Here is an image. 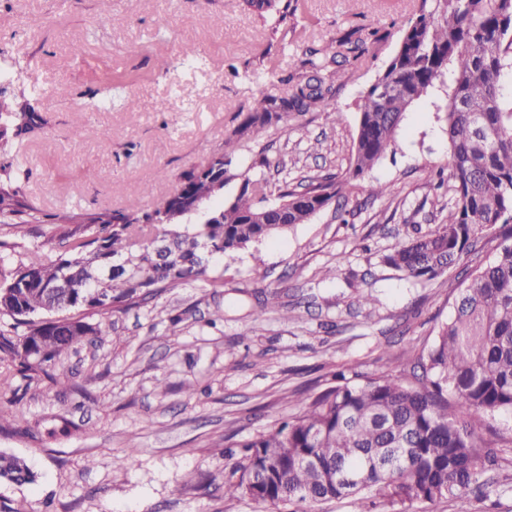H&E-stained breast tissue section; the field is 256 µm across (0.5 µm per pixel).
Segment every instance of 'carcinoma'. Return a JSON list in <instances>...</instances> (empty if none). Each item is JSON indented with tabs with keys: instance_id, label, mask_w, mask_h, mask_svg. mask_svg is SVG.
<instances>
[{
	"instance_id": "1",
	"label": "carcinoma",
	"mask_w": 512,
	"mask_h": 512,
	"mask_svg": "<svg viewBox=\"0 0 512 512\" xmlns=\"http://www.w3.org/2000/svg\"><path fill=\"white\" fill-rule=\"evenodd\" d=\"M306 0H273L241 7L278 33ZM275 58L260 54L258 80L274 71ZM512 70V0H422L389 63L357 105V136L349 177L315 178L309 198L294 203L288 181L246 180L227 206L210 209L224 195L231 161L213 156L187 174L174 192L143 212L131 206L112 213L57 216L58 238L68 248L57 260L33 255L0 272V319L28 326L19 341L0 331V352L22 374H44L56 386L68 372L67 350L106 324L85 315L124 313L164 290L206 278L210 259L244 251L295 224H305L340 192L361 180L393 150L406 112L441 84L447 88L448 159L425 169L431 180L448 172L453 197L437 228L395 246L384 263L415 283L448 276L465 255L490 242L493 256L458 286L454 315L434 342L415 354L411 377L386 370L365 384L342 373L336 386L278 429L237 444L243 456L224 483V495L275 507L294 502L321 505L340 498L377 500L382 506L451 500L470 512L469 490L480 487L486 464L512 444L495 436L485 450L479 431H493L496 417L512 413V105L500 97V81ZM330 89L317 77L288 98H265L245 120L256 139L282 113L320 107L334 119ZM0 140L42 128L29 105L19 109L0 90ZM288 203V223H276ZM202 220L192 228L181 221ZM36 212L19 187L0 182V224H32ZM100 224L103 236L70 225ZM497 231L490 238L488 233ZM167 243L155 253L153 242ZM35 475L20 458L0 453V482L24 485Z\"/></svg>"
}]
</instances>
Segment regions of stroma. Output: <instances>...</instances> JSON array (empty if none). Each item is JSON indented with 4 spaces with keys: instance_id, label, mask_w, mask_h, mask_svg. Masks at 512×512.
<instances>
[{
    "instance_id": "35a3bbf8",
    "label": "stroma",
    "mask_w": 512,
    "mask_h": 512,
    "mask_svg": "<svg viewBox=\"0 0 512 512\" xmlns=\"http://www.w3.org/2000/svg\"><path fill=\"white\" fill-rule=\"evenodd\" d=\"M420 0H308L300 38L270 43V27L239 0H0V66L12 72L7 95L44 118L20 142L0 143V179L14 178L40 215L151 208L185 172L208 158H231L241 172L276 180L264 159L286 165L292 187L309 178L348 175L357 134L356 102L383 71ZM169 24L158 28L156 19ZM333 43L322 69L341 121L312 109L293 112L253 141L242 125L267 97L286 98L306 82L312 50ZM194 44L208 76L179 65ZM278 60L250 79L262 50ZM58 84L69 99L34 95ZM109 93L105 112L86 108ZM138 109L126 111L128 97ZM448 97L437 89L415 103L392 154L368 181L395 183V196L364 186L337 195L307 224L211 263L210 279L165 291L125 314L109 333L87 337L62 363L65 385L23 376L0 359V451L24 458L34 483L0 484V512H275L249 498H229L235 463L225 451L270 433L334 386L337 372L362 384L410 348L430 345L452 314L447 278L421 286L388 267L397 243L433 231L444 219L447 188L425 167L448 156ZM83 138H74L76 128ZM27 156L26 172L16 161ZM165 179H158V172ZM50 224L0 226V269L34 250L63 252ZM335 278L324 276L325 269ZM279 292L287 312L254 320L262 293ZM370 303H363V296ZM216 325H209V318ZM137 448L129 458V448ZM472 495V512H512V447L504 449ZM454 502L396 504L342 499L319 512H455Z\"/></svg>"
}]
</instances>
